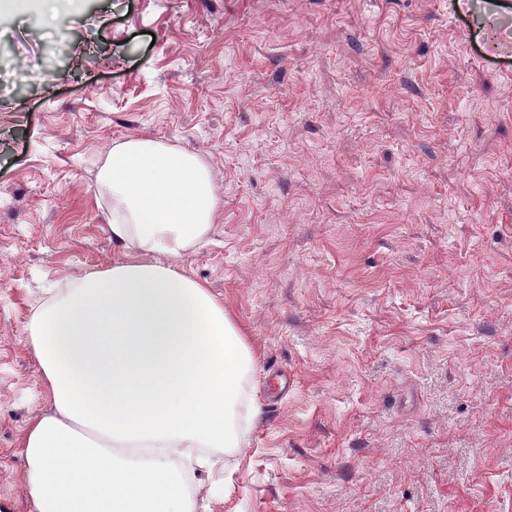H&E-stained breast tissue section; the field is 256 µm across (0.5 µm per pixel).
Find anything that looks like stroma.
Returning <instances> with one entry per match:
<instances>
[{"label": "stroma", "instance_id": "1", "mask_svg": "<svg viewBox=\"0 0 512 512\" xmlns=\"http://www.w3.org/2000/svg\"><path fill=\"white\" fill-rule=\"evenodd\" d=\"M80 0L0 12V497L53 412L46 288L120 256L96 175L150 137L211 170L174 266L259 365L249 444L203 512H512V0ZM288 395L271 406L270 366Z\"/></svg>", "mask_w": 512, "mask_h": 512}]
</instances>
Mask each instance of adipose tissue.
<instances>
[{
    "label": "adipose tissue",
    "instance_id": "ef3b65f1",
    "mask_svg": "<svg viewBox=\"0 0 512 512\" xmlns=\"http://www.w3.org/2000/svg\"><path fill=\"white\" fill-rule=\"evenodd\" d=\"M124 256L51 291L28 343L54 400L21 443L39 512H197L187 487L246 447L257 360L200 283L131 252L178 256L216 218L197 155L148 137L98 173Z\"/></svg>",
    "mask_w": 512,
    "mask_h": 512
}]
</instances>
